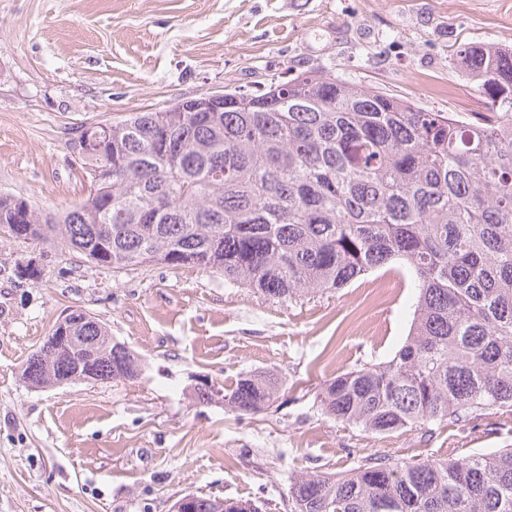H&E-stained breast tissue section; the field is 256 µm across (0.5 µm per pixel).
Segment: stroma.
<instances>
[{"mask_svg": "<svg viewBox=\"0 0 512 512\" xmlns=\"http://www.w3.org/2000/svg\"><path fill=\"white\" fill-rule=\"evenodd\" d=\"M467 43L512 47V0H0V194L64 209L88 193L82 126L321 67L426 109L481 112L456 55ZM415 297L412 281L378 270L284 301L215 271L115 273L61 240L0 235V512H170L188 493L288 512L303 473L512 448L510 413L386 435L322 414L327 381L403 344ZM76 308L138 358L136 378L22 381ZM265 371L278 401L229 411L225 386Z\"/></svg>", "mask_w": 512, "mask_h": 512, "instance_id": "1", "label": "stroma"}]
</instances>
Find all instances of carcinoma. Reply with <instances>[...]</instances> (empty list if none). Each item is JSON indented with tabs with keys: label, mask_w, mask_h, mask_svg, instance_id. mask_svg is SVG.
Instances as JSON below:
<instances>
[{
	"label": "carcinoma",
	"mask_w": 512,
	"mask_h": 512,
	"mask_svg": "<svg viewBox=\"0 0 512 512\" xmlns=\"http://www.w3.org/2000/svg\"><path fill=\"white\" fill-rule=\"evenodd\" d=\"M456 55L486 111L434 112L314 69L259 95L175 103L112 122V182L45 214L0 195V233L57 238L114 272L163 263L291 299L338 290L390 263L412 278L408 337L393 357L330 380L322 414L372 434L459 425L512 412V48L464 44ZM77 345L46 337L21 377H103L138 367L95 320ZM279 383L240 376L224 404L240 416L278 399ZM289 512H512V448L405 461L363 458L341 476L306 473Z\"/></svg>",
	"instance_id": "carcinoma-1"
}]
</instances>
